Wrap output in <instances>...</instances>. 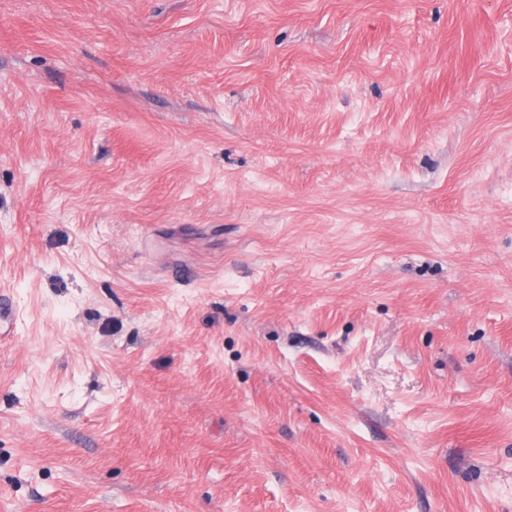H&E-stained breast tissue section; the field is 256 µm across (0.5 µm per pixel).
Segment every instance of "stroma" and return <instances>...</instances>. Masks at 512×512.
I'll use <instances>...</instances> for the list:
<instances>
[{
	"label": "stroma",
	"instance_id": "1",
	"mask_svg": "<svg viewBox=\"0 0 512 512\" xmlns=\"http://www.w3.org/2000/svg\"><path fill=\"white\" fill-rule=\"evenodd\" d=\"M0 512H512V0H0Z\"/></svg>",
	"mask_w": 512,
	"mask_h": 512
}]
</instances>
